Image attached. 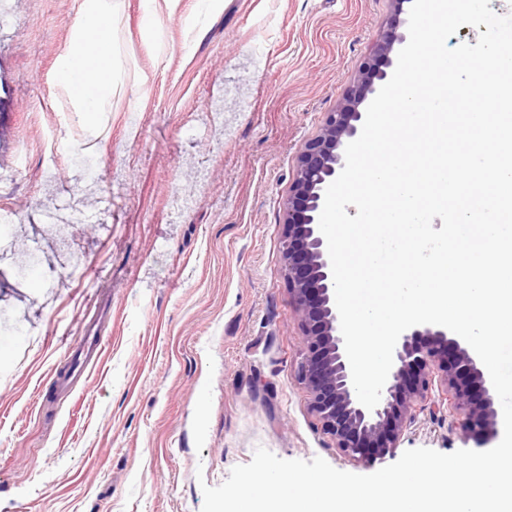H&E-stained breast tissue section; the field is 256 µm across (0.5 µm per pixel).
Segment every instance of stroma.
<instances>
[{
	"mask_svg": "<svg viewBox=\"0 0 512 512\" xmlns=\"http://www.w3.org/2000/svg\"><path fill=\"white\" fill-rule=\"evenodd\" d=\"M81 0H0V512H201L257 447L346 462L296 378L282 202L297 157L392 18L390 0H173L112 26L111 101L54 77ZM107 129L92 140L90 122ZM79 204L68 243L48 214ZM100 364L60 396L71 349ZM401 450H488L420 413Z\"/></svg>",
	"mask_w": 512,
	"mask_h": 512,
	"instance_id": "stroma-1",
	"label": "stroma"
}]
</instances>
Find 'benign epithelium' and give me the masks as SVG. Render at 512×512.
Segmentation results:
<instances>
[{
	"label": "benign epithelium",
	"instance_id": "7a95c632",
	"mask_svg": "<svg viewBox=\"0 0 512 512\" xmlns=\"http://www.w3.org/2000/svg\"><path fill=\"white\" fill-rule=\"evenodd\" d=\"M393 29L347 87L336 109L297 158L283 202L281 254L302 349L297 378L308 395V412L348 462L368 464L399 447L417 415L449 414L464 437L498 435L496 392L468 343L445 327L422 324L404 331L393 365L373 410L357 399L345 353L327 243L319 229L322 195L345 164V148L361 133V106L393 65Z\"/></svg>",
	"mask_w": 512,
	"mask_h": 512
}]
</instances>
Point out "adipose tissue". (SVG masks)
Here are the masks:
<instances>
[{"label":"adipose tissue","instance_id":"adipose-tissue-1","mask_svg":"<svg viewBox=\"0 0 512 512\" xmlns=\"http://www.w3.org/2000/svg\"><path fill=\"white\" fill-rule=\"evenodd\" d=\"M121 0H83L75 27L76 46L65 51L55 80L74 111L94 115L112 96V21Z\"/></svg>","mask_w":512,"mask_h":512}]
</instances>
